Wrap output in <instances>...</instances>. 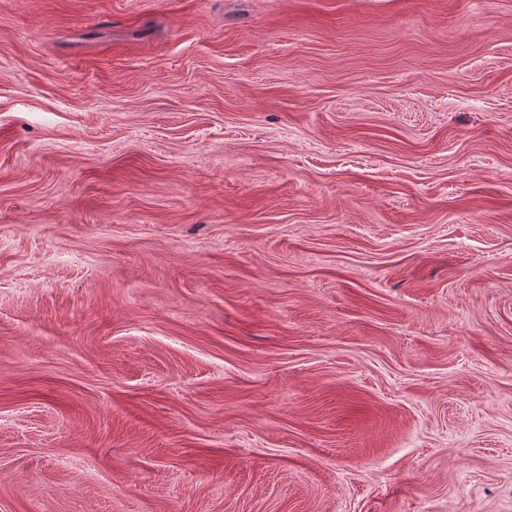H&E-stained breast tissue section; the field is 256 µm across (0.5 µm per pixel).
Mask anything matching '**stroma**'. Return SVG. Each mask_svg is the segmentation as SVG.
I'll use <instances>...</instances> for the list:
<instances>
[{
	"mask_svg": "<svg viewBox=\"0 0 512 512\" xmlns=\"http://www.w3.org/2000/svg\"><path fill=\"white\" fill-rule=\"evenodd\" d=\"M0 512H512V0H0Z\"/></svg>",
	"mask_w": 512,
	"mask_h": 512,
	"instance_id": "1",
	"label": "stroma"
}]
</instances>
